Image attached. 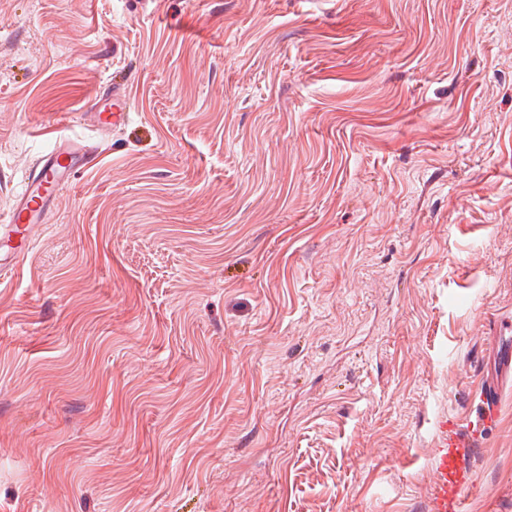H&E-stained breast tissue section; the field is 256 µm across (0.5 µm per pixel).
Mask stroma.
<instances>
[{
  "instance_id": "obj_1",
  "label": "stroma",
  "mask_w": 512,
  "mask_h": 512,
  "mask_svg": "<svg viewBox=\"0 0 512 512\" xmlns=\"http://www.w3.org/2000/svg\"><path fill=\"white\" fill-rule=\"evenodd\" d=\"M68 140L0 272V512H428L512 320V0H0V216ZM129 114L126 96L119 90H114L112 91V103L109 112L100 114L98 122L107 128L122 127L127 124ZM90 154L86 145L60 143L40 157L24 188L13 199L6 219L1 218L0 241L11 250L4 251L3 256L0 251V267H15L32 250L36 224L48 222L57 192ZM15 239L20 241L19 250L9 245Z\"/></svg>"
}]
</instances>
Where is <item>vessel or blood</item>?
Instances as JSON below:
<instances>
[{
	"label": "vessel or blood",
	"instance_id": "obj_1",
	"mask_svg": "<svg viewBox=\"0 0 512 512\" xmlns=\"http://www.w3.org/2000/svg\"><path fill=\"white\" fill-rule=\"evenodd\" d=\"M128 120L125 95L113 91L110 108L99 115V123L116 128L125 126ZM88 154L85 145L61 143L40 157L5 219L0 220V242L9 246L0 255V267L16 266L32 250L36 225L47 223L57 192L84 165ZM490 334L494 338V370L486 376L478 397L472 400L466 423L446 425L435 450L431 512H464L472 485L471 460L480 446L481 432L500 416L501 390L512 379V343L502 326H493Z\"/></svg>",
	"mask_w": 512,
	"mask_h": 512
}]
</instances>
